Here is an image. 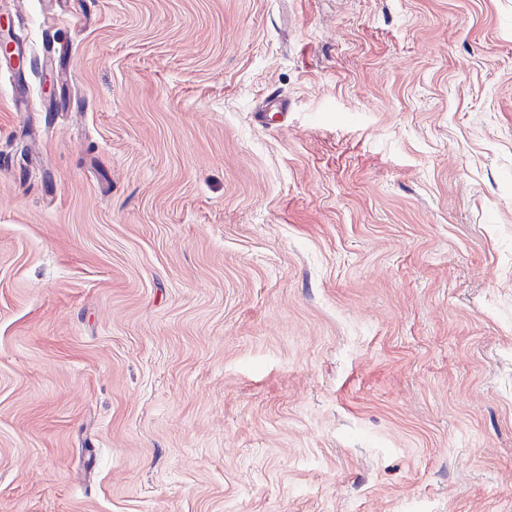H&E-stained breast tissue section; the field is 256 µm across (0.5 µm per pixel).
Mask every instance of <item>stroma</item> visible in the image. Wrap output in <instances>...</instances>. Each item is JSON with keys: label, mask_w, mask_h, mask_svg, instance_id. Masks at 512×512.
<instances>
[{"label": "stroma", "mask_w": 512, "mask_h": 512, "mask_svg": "<svg viewBox=\"0 0 512 512\" xmlns=\"http://www.w3.org/2000/svg\"><path fill=\"white\" fill-rule=\"evenodd\" d=\"M0 23V512H512V0Z\"/></svg>", "instance_id": "obj_1"}]
</instances>
